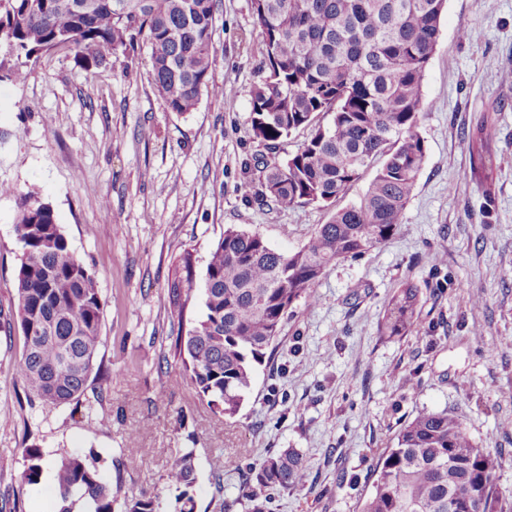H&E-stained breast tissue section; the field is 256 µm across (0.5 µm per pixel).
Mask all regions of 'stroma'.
<instances>
[{"label": "stroma", "mask_w": 512, "mask_h": 512, "mask_svg": "<svg viewBox=\"0 0 512 512\" xmlns=\"http://www.w3.org/2000/svg\"><path fill=\"white\" fill-rule=\"evenodd\" d=\"M211 76L232 94H203L186 115L154 88L147 44L86 70L56 48L13 61L0 81V185L48 201L73 253L106 300L102 344L79 403L28 400L16 373L24 346L15 298L17 201L0 195V506L56 512L47 483L26 485L23 450L96 459L123 492L152 491L173 451L193 449L196 512H250L249 467L286 448L308 465L306 486L268 512H360L379 454L423 408L465 423L497 459L512 496V0H447L426 68L429 105L417 132L426 157L403 224L385 245L320 278L318 301L293 304L238 414L175 385L174 340L198 314L173 312L168 284L184 255L203 281L212 246L233 226L279 251L304 245L332 211L245 200L250 91L261 77L252 0H217ZM480 41L459 42V25ZM495 125L491 187L469 136ZM421 290V327L381 329L393 292ZM100 423L91 426L89 414ZM137 465L120 469L126 457Z\"/></svg>", "instance_id": "obj_1"}]
</instances>
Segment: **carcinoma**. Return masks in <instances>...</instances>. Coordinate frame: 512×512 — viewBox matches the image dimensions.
Listing matches in <instances>:
<instances>
[{"label":"carcinoma","instance_id":"carcinoma-1","mask_svg":"<svg viewBox=\"0 0 512 512\" xmlns=\"http://www.w3.org/2000/svg\"><path fill=\"white\" fill-rule=\"evenodd\" d=\"M446 0H252L259 52L268 69L251 91L250 138L266 154L243 196L266 206L330 208L376 160L380 168L358 202L338 210L294 252L272 249L256 233L224 230L210 251L201 311L175 349L197 395L234 417L253 383L255 365L280 336L293 304H313L325 271L341 259L387 244L402 224L424 164L417 127L428 109L422 94ZM216 0H0V52L29 58L66 46L85 69L136 50L146 33L154 86L167 109L193 112L210 82L215 54ZM329 117L325 124L319 115ZM300 129L308 135L281 153ZM495 128L483 121L470 135L486 174L497 167L481 149ZM17 197L15 233L21 246L16 274L18 317L25 350L16 370L28 393L46 406L79 399L101 342L105 302L95 278L70 251L54 209L35 191L0 187ZM194 269L185 255L169 285L183 314L193 298ZM420 291L410 282L390 297L383 327L391 336L415 330ZM22 481L55 471L58 512H159L160 493H121L79 453L48 458L24 449ZM496 459L463 423L422 409L401 427L395 446L376 464L373 491L361 512H449L452 495L471 512H512L496 476ZM193 450L177 449L162 475V491L194 512ZM307 464L292 448L250 468L244 485L252 512H266L267 489L298 491Z\"/></svg>","mask_w":512,"mask_h":512}]
</instances>
